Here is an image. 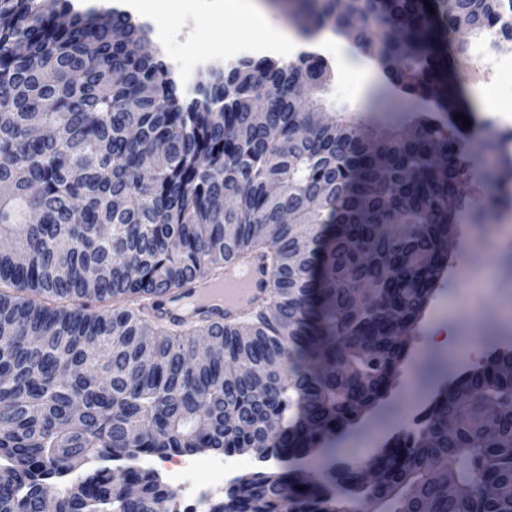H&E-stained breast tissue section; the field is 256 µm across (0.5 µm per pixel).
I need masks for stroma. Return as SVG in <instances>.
<instances>
[{
    "instance_id": "35a3bbf8",
    "label": "stroma",
    "mask_w": 512,
    "mask_h": 512,
    "mask_svg": "<svg viewBox=\"0 0 512 512\" xmlns=\"http://www.w3.org/2000/svg\"><path fill=\"white\" fill-rule=\"evenodd\" d=\"M155 7L168 17V50L175 55L220 57L237 43L262 36L261 28L249 16L224 15L216 0H156ZM457 42L456 72L463 86L464 118L481 124L482 97L487 91L497 98L501 110H511L512 75L477 80L475 69L480 61L474 53V39L465 34ZM317 97L323 112L339 115L364 111L370 93L332 68ZM474 166L478 180L473 188L480 194L495 195L512 187V162L488 166L483 144L474 147ZM462 221L466 229L456 247L451 285L439 291L425 311L400 391L393 393L381 413L367 419L357 436L342 442V457L356 458L379 446L430 403L438 383V375L429 371L432 364L440 365V375L458 371L457 361L431 332L433 319L453 327L461 351L512 341V219L504 220L500 211L493 210L480 218L466 213Z\"/></svg>"
}]
</instances>
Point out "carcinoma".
<instances>
[{"mask_svg": "<svg viewBox=\"0 0 512 512\" xmlns=\"http://www.w3.org/2000/svg\"><path fill=\"white\" fill-rule=\"evenodd\" d=\"M431 7H426L425 2ZM389 83L376 121H307L324 61L245 59L188 94L130 15L0 0V512H178L142 456L276 458L209 512H512V347L441 387L362 459L460 238L473 151L448 51L512 0H303ZM257 260L266 297L224 324L156 298ZM99 308L92 310L90 304ZM202 336L210 355L190 363ZM330 459L313 480L302 466Z\"/></svg>", "mask_w": 512, "mask_h": 512, "instance_id": "obj_1", "label": "carcinoma"}]
</instances>
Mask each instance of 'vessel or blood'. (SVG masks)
<instances>
[{
	"label": "vessel or blood",
	"mask_w": 512,
	"mask_h": 512,
	"mask_svg": "<svg viewBox=\"0 0 512 512\" xmlns=\"http://www.w3.org/2000/svg\"><path fill=\"white\" fill-rule=\"evenodd\" d=\"M266 277L265 270L256 261L230 266L225 270L223 281L196 280L181 298L161 308L159 315L166 321H180L209 312L232 320L263 298Z\"/></svg>",
	"instance_id": "1"
}]
</instances>
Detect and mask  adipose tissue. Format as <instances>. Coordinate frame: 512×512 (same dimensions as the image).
Segmentation results:
<instances>
[{
	"instance_id": "ef3b65f1",
	"label": "adipose tissue",
	"mask_w": 512,
	"mask_h": 512,
	"mask_svg": "<svg viewBox=\"0 0 512 512\" xmlns=\"http://www.w3.org/2000/svg\"><path fill=\"white\" fill-rule=\"evenodd\" d=\"M221 7L227 13L249 12L265 29V36L261 41L239 46L237 55H277L290 59L305 49L332 57L337 67L357 83L363 82L375 70L373 61L355 57L346 45L337 41L332 32H324L311 41L297 39L283 25L273 20L257 0H222Z\"/></svg>"
}]
</instances>
